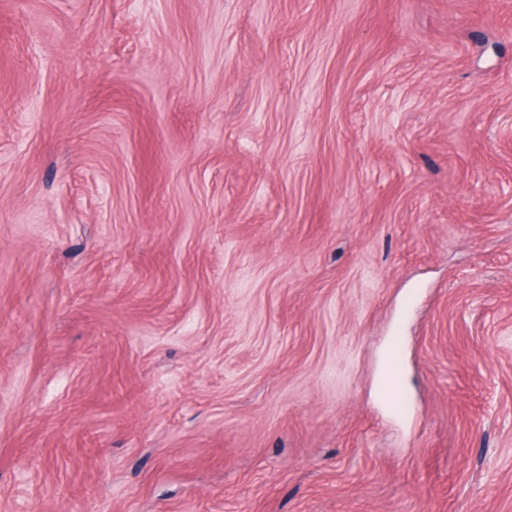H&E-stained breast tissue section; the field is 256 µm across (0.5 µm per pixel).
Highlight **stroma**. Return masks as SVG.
Here are the masks:
<instances>
[{"instance_id": "stroma-1", "label": "stroma", "mask_w": 512, "mask_h": 512, "mask_svg": "<svg viewBox=\"0 0 512 512\" xmlns=\"http://www.w3.org/2000/svg\"><path fill=\"white\" fill-rule=\"evenodd\" d=\"M0 512H512V0H0Z\"/></svg>"}]
</instances>
